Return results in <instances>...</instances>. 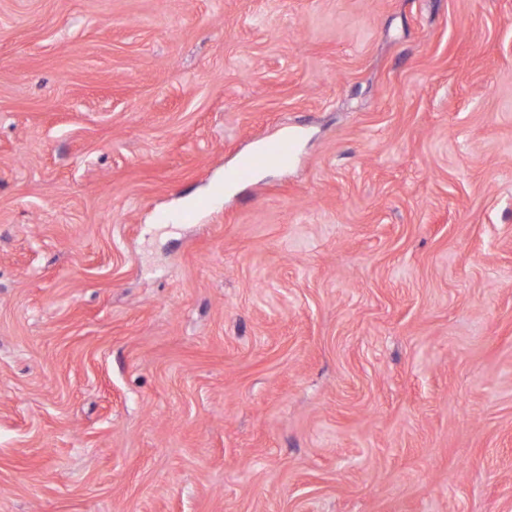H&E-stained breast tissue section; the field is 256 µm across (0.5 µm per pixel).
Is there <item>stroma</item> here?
I'll list each match as a JSON object with an SVG mask.
<instances>
[{"label":"stroma","instance_id":"obj_1","mask_svg":"<svg viewBox=\"0 0 512 512\" xmlns=\"http://www.w3.org/2000/svg\"><path fill=\"white\" fill-rule=\"evenodd\" d=\"M0 512H512V0H0ZM299 148L297 133L281 135L266 141L259 149L248 155L245 161L239 162L235 167L224 174L225 181L245 183L251 180L259 168L290 163Z\"/></svg>","mask_w":512,"mask_h":512}]
</instances>
